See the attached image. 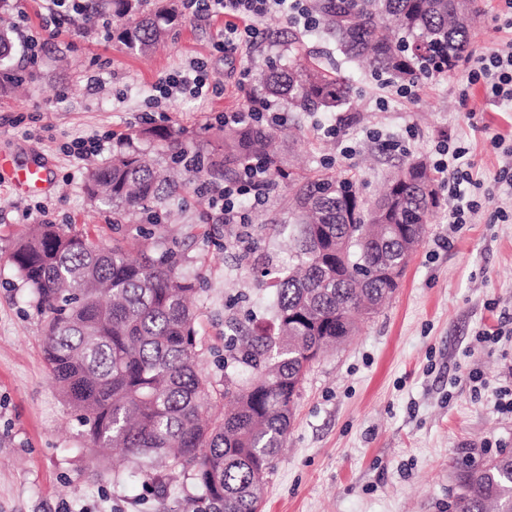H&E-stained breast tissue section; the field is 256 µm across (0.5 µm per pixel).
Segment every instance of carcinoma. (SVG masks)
<instances>
[{
    "label": "carcinoma",
    "mask_w": 512,
    "mask_h": 512,
    "mask_svg": "<svg viewBox=\"0 0 512 512\" xmlns=\"http://www.w3.org/2000/svg\"><path fill=\"white\" fill-rule=\"evenodd\" d=\"M143 0H87L128 22L121 39L151 52L178 21L172 8L138 15ZM326 33L352 61L393 83L416 82L452 70L471 44V27L457 0H312ZM8 0H0V81L24 83L12 71ZM266 92L302 112H341L352 85L312 62L260 74ZM274 133L240 125L222 144L201 148L197 173L234 176L233 164L261 157L288 183L294 172L270 151ZM148 138L181 160L185 148L169 128L146 127L115 136L112 159L89 171L86 191L112 209L106 241L74 224H38L22 233L12 253L43 317L50 374L90 444L91 461L114 448L151 477L157 465L191 468L200 490L184 512H257L263 478L283 447L299 387L310 364L341 341L360 319L376 313L399 284L369 279L371 267H403L424 240L429 216L441 206L425 194L427 166L400 164L370 209L359 200L350 170L321 173L297 192L300 268L276 283L273 330L231 327V359L248 373L230 388L205 371L196 349L197 292L186 259L167 244V228L122 229L126 213L149 210L168 188L161 165L136 141ZM453 512H512V454L501 453L454 476Z\"/></svg>",
    "instance_id": "cac0c4a2"
}]
</instances>
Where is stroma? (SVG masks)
Instances as JSON below:
<instances>
[{
  "instance_id": "stroma-1",
  "label": "stroma",
  "mask_w": 512,
  "mask_h": 512,
  "mask_svg": "<svg viewBox=\"0 0 512 512\" xmlns=\"http://www.w3.org/2000/svg\"><path fill=\"white\" fill-rule=\"evenodd\" d=\"M473 52L512 41V9L503 0H481ZM168 5L179 19L149 55L130 52L110 31L62 21L53 39L42 26V0H17L29 17L21 43L43 40L34 60L15 50L14 63L31 72L20 92L0 89V150L22 163H43L53 174L45 194L20 196L0 179V512H180L197 489L178 468L145 480L132 463L115 456L105 466L119 481H103L88 464L86 442L54 386L43 358L41 316L11 260L26 225L49 219L86 224L112 237V211L87 195L88 172L111 159V150L80 160L66 151L77 138L132 128L171 127L196 146L212 135L210 114L239 109L242 69L259 72L302 54L351 79L352 123L329 134L335 115L285 112L273 132L298 176L354 168L359 191L374 202L396 166L433 163L437 145L463 147L473 162L480 204L471 223L452 225L438 210L407 264L391 300L364 320L347 340L313 362L296 400L285 444L267 475L258 512H448L452 476L512 452V414L497 408L496 390L512 386V338L479 346L481 329L495 330L512 311V158L493 147L490 132L512 135V109L471 85L462 67L417 84L415 99H396L388 83L351 62L323 31L296 34L279 17L262 26L263 42L250 55H223L213 43L223 18H197L184 0H147L145 11ZM203 60L223 85L220 95L159 99L158 80ZM98 90H89V77ZM353 147L345 156V147ZM199 178L183 171L170 189L164 213L178 229L177 245L197 278L196 343L215 381L239 378L224 366L228 322L263 328L271 321L273 287L261 272L279 275L298 257L287 226L294 185L275 182L268 201L248 210L244 224H222L211 215ZM496 204H488V194ZM48 217H41L40 209ZM480 371L489 386L472 394L455 377Z\"/></svg>"
}]
</instances>
